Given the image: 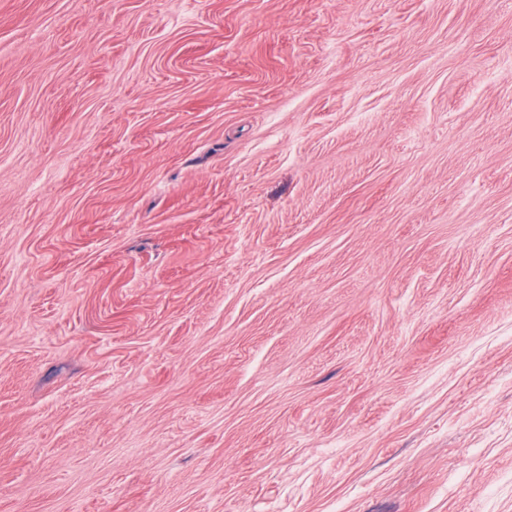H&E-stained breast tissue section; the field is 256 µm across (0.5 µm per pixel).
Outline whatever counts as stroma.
Returning a JSON list of instances; mask_svg holds the SVG:
<instances>
[{
  "label": "stroma",
  "instance_id": "obj_1",
  "mask_svg": "<svg viewBox=\"0 0 512 512\" xmlns=\"http://www.w3.org/2000/svg\"><path fill=\"white\" fill-rule=\"evenodd\" d=\"M0 512H512V0H0Z\"/></svg>",
  "mask_w": 512,
  "mask_h": 512
}]
</instances>
